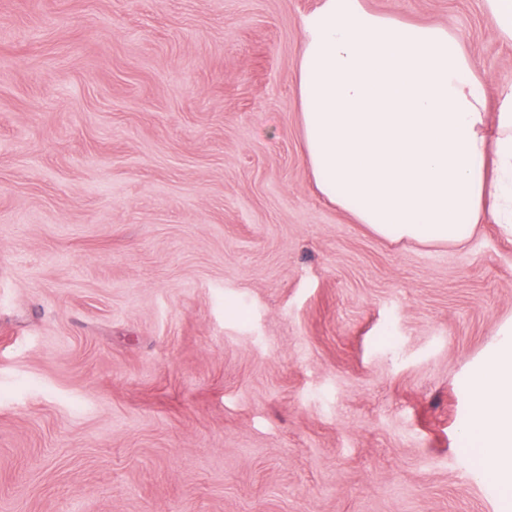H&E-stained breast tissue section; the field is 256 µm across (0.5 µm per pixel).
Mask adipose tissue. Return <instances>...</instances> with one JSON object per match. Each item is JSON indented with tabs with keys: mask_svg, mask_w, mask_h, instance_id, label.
I'll return each instance as SVG.
<instances>
[{
	"mask_svg": "<svg viewBox=\"0 0 512 512\" xmlns=\"http://www.w3.org/2000/svg\"><path fill=\"white\" fill-rule=\"evenodd\" d=\"M297 62L305 158L319 191L376 235L460 246L493 219L512 238V99L488 122L485 82L439 27L322 0ZM465 385L462 435L512 495V323Z\"/></svg>",
	"mask_w": 512,
	"mask_h": 512,
	"instance_id": "adipose-tissue-1",
	"label": "adipose tissue"
}]
</instances>
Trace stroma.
I'll return each mask as SVG.
<instances>
[{
  "instance_id": "35a3bbf8",
  "label": "stroma",
  "mask_w": 512,
  "mask_h": 512,
  "mask_svg": "<svg viewBox=\"0 0 512 512\" xmlns=\"http://www.w3.org/2000/svg\"><path fill=\"white\" fill-rule=\"evenodd\" d=\"M512 93L484 0H363ZM321 0H0V512H512L461 449L512 239L323 197Z\"/></svg>"
}]
</instances>
